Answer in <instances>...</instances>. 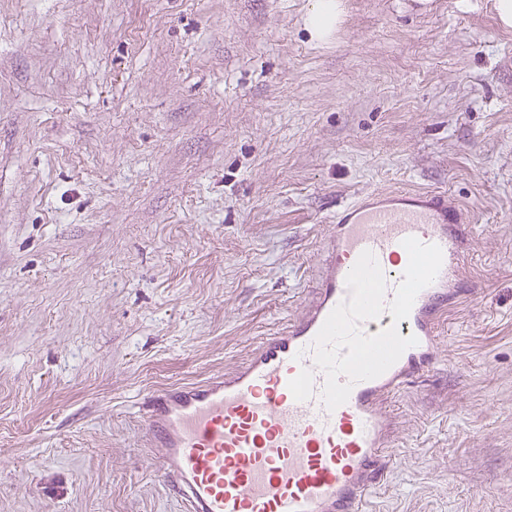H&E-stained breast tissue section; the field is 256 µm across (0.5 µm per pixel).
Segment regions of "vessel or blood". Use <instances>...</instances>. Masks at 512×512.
I'll list each match as a JSON object with an SVG mask.
<instances>
[{"mask_svg": "<svg viewBox=\"0 0 512 512\" xmlns=\"http://www.w3.org/2000/svg\"><path fill=\"white\" fill-rule=\"evenodd\" d=\"M413 237L442 251L436 279L407 317L365 322L374 334L397 326L417 343L381 376L356 382L327 409L314 340L349 291L346 277L371 251L393 299ZM470 220L447 192L372 194L344 206L320 242L324 262L297 317L257 340L234 368L146 393L139 401L143 445L180 512H366L397 460L391 407L404 388L440 363L441 328L465 292L461 272Z\"/></svg>", "mask_w": 512, "mask_h": 512, "instance_id": "obj_1", "label": "vessel or blood"}]
</instances>
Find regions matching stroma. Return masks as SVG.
I'll return each instance as SVG.
<instances>
[{"label":"stroma","instance_id":"35a3bbf8","mask_svg":"<svg viewBox=\"0 0 512 512\" xmlns=\"http://www.w3.org/2000/svg\"><path fill=\"white\" fill-rule=\"evenodd\" d=\"M0 0V512H179L145 393L300 313L337 211L472 220L370 512H512V27L496 0ZM342 14L339 0H312L308 14V29L313 36L324 38L334 29Z\"/></svg>","mask_w":512,"mask_h":512}]
</instances>
